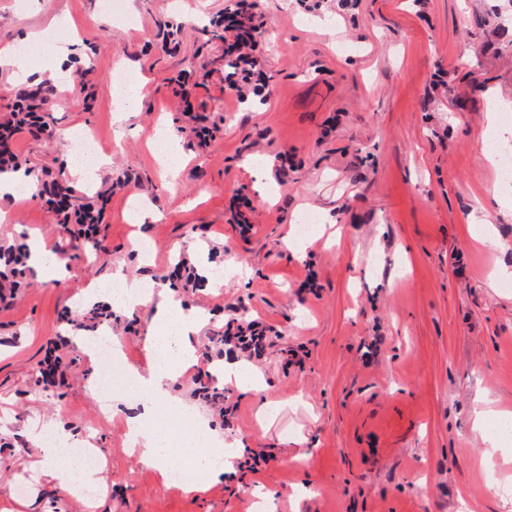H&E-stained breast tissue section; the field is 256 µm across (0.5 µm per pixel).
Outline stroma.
<instances>
[{"label": "stroma", "mask_w": 512, "mask_h": 512, "mask_svg": "<svg viewBox=\"0 0 512 512\" xmlns=\"http://www.w3.org/2000/svg\"><path fill=\"white\" fill-rule=\"evenodd\" d=\"M23 1L20 11L0 0V47L65 25L78 57L63 74L46 52L0 65V119L21 68L67 98L53 135L19 134L16 154L56 171L74 164L69 134L83 130L106 163L77 194L95 196L124 172L139 185L103 201V271L70 257L64 281L37 275L0 304V512H512L498 493L512 483V436L494 431L512 415V288L488 284L495 267L512 270V191L499 193L493 169L512 161V143L486 120L491 103L512 102V48L483 50L471 29L490 0H358L353 10L325 0L315 11L261 0L258 60L271 93L257 112L225 87L221 64L203 77L199 32L174 49L157 36L182 14L207 23L226 0H123L132 27L103 0ZM121 61L149 92L120 127L111 76ZM175 78L187 98L173 95ZM199 115L223 118L207 148L183 137L160 162L158 125L189 127ZM281 153L293 163L285 174ZM478 207L485 221L470 223ZM0 211V236L24 232L61 254L66 235L37 195L0 198ZM306 211L321 222L300 251L283 238ZM139 235L155 244L150 258L130 248ZM181 259L232 261L244 274L217 291L181 292L206 322L192 338L196 365L168 390L196 405L198 425L233 461L249 449L268 458L257 474L198 476L197 493L128 450L122 416L98 415L101 398L87 391L98 359L62 348L76 361L66 386L33 382L50 343L75 333L65 314L87 306L113 269L154 278ZM152 318L148 307L121 313L106 332L143 373ZM250 323L269 332L263 353L228 342L224 357L262 373L256 392L224 383L206 359L213 337ZM202 371L223 409L199 397ZM478 405L487 410L479 426ZM54 420L100 459L87 492L54 477L34 440Z\"/></svg>", "instance_id": "stroma-1"}]
</instances>
